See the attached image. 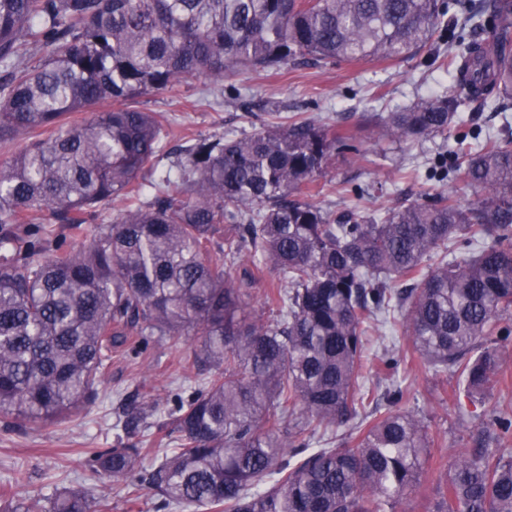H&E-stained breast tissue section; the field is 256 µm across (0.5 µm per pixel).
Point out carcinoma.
Returning a JSON list of instances; mask_svg holds the SVG:
<instances>
[{"mask_svg": "<svg viewBox=\"0 0 512 512\" xmlns=\"http://www.w3.org/2000/svg\"><path fill=\"white\" fill-rule=\"evenodd\" d=\"M480 33L455 39V90L376 115L384 153L448 134L459 112L512 107V0H456ZM440 0H0V416L45 425L96 397L112 349L139 336L201 337V381L158 426L175 447L141 470L118 441L89 465L161 507L211 512H400L433 442L387 389L373 392L367 334L381 315L434 373L474 403L500 374L512 335V137L455 138L432 176L463 174L467 207L428 195L382 213L336 216L309 199L351 130L267 122L226 139L195 135L157 172L169 132L133 105L153 91L224 74L413 55L442 27ZM41 44L55 51L34 59ZM112 103L91 122L76 118ZM122 207L112 210V203ZM90 240L67 242L53 224ZM246 261L279 272L269 322L246 310ZM356 419L336 448L312 447ZM432 512H512V418L482 426ZM82 488L47 512H107Z\"/></svg>", "mask_w": 512, "mask_h": 512, "instance_id": "obj_1", "label": "carcinoma"}]
</instances>
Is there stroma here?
<instances>
[{"label": "stroma", "instance_id": "obj_1", "mask_svg": "<svg viewBox=\"0 0 512 512\" xmlns=\"http://www.w3.org/2000/svg\"><path fill=\"white\" fill-rule=\"evenodd\" d=\"M206 85L205 79L190 78L175 89L138 99L139 107L171 127L168 149H177L186 134L236 138L267 120L300 117L359 130L352 149L332 160L313 192L314 202L326 211L339 213L356 205L366 211L392 208L422 198L433 187L464 206L474 200L462 179L439 183L429 175L431 157L438 150L452 149V140L437 136L386 155L369 120L370 115L451 87L445 51L429 46L413 57L380 63L335 61L320 66L289 64L272 72L242 70L225 77L219 97L208 94ZM198 344L194 336L157 338L141 353L134 341H127L113 350L97 399L76 416L34 428L0 418V506H46L60 488L79 487L106 499L110 512H195L175 504L159 508L157 497L145 490L138 499L128 500L111 481L92 471L87 459L94 449L112 447L124 433L126 417L150 401L154 404L151 429L145 435L135 434L134 439L146 448L143 467H151L158 452V424L178 399L187 398L196 388L190 362ZM368 347L377 354L388 350L399 357L396 379L403 392L401 406L426 416L435 438L421 481L403 504L405 512H432L437 488L455 457L478 444L479 414L512 413V340L500 347L503 373L498 384L470 413L456 406L454 374L437 375L420 360H406L411 349L406 337H391L381 324L370 334Z\"/></svg>", "mask_w": 512, "mask_h": 512}]
</instances>
